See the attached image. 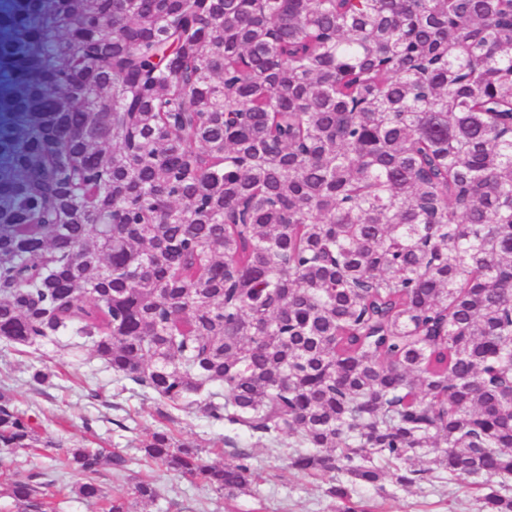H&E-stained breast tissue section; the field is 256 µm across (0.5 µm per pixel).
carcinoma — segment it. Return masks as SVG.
Masks as SVG:
<instances>
[{"instance_id":"carcinoma-1","label":"carcinoma","mask_w":512,"mask_h":512,"mask_svg":"<svg viewBox=\"0 0 512 512\" xmlns=\"http://www.w3.org/2000/svg\"><path fill=\"white\" fill-rule=\"evenodd\" d=\"M511 96L512 0H3L0 339L297 436L295 470L497 476L512 512ZM38 444L1 393L0 448ZM141 448L261 479L166 426ZM105 462L66 458L80 497Z\"/></svg>"}]
</instances>
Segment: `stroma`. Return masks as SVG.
<instances>
[{
  "instance_id": "35a3bbf8",
  "label": "stroma",
  "mask_w": 512,
  "mask_h": 512,
  "mask_svg": "<svg viewBox=\"0 0 512 512\" xmlns=\"http://www.w3.org/2000/svg\"><path fill=\"white\" fill-rule=\"evenodd\" d=\"M36 368L48 372L45 383L32 382ZM0 392L31 414L52 442L48 448L0 455V512H21L6 494L5 484L25 478L34 469L45 474L41 493L51 512H106V503L77 499L72 492L77 475L60 466L67 450L79 446L120 448L132 457L125 474L109 468L98 474V483L108 493H127L140 479L156 483L159 498L133 504L132 512H340L342 507L325 493L330 476H311L288 467L286 455L296 452L295 438L284 439L272 452L245 434L211 425L198 411L177 412V434L200 444L210 463L232 461L233 449H246L253 467L265 477L260 486L228 501L203 481L180 480L140 462L138 443L163 426V404L131 382L117 380L97 359L75 363L64 342L28 348L0 340ZM120 421L125 424L121 430L116 427ZM497 486L494 477L477 483L467 476L441 472L431 481L404 488L387 473L377 485L355 486L352 499L372 512H481L483 495Z\"/></svg>"
}]
</instances>
